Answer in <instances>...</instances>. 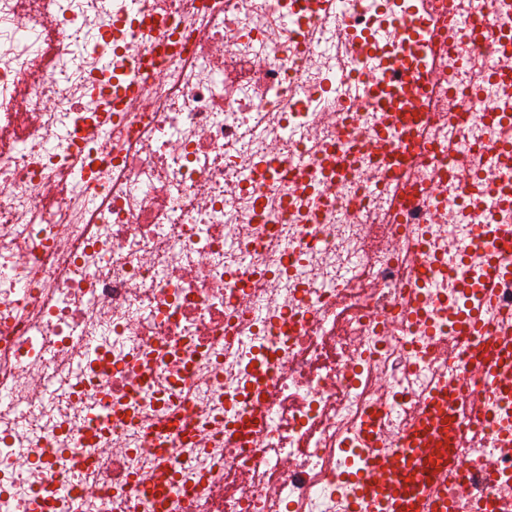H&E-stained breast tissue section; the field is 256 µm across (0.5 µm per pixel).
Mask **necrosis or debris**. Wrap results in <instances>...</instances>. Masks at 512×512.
Segmentation results:
<instances>
[{
    "instance_id": "necrosis-or-debris-1",
    "label": "necrosis or debris",
    "mask_w": 512,
    "mask_h": 512,
    "mask_svg": "<svg viewBox=\"0 0 512 512\" xmlns=\"http://www.w3.org/2000/svg\"><path fill=\"white\" fill-rule=\"evenodd\" d=\"M488 9L492 39L457 21ZM1 27L5 512H390L368 451L443 387L436 497L512 512V396L459 330L479 305L512 338V277L482 286L512 82H480L512 0H0ZM394 112L439 115L408 224L382 221Z\"/></svg>"
}]
</instances>
